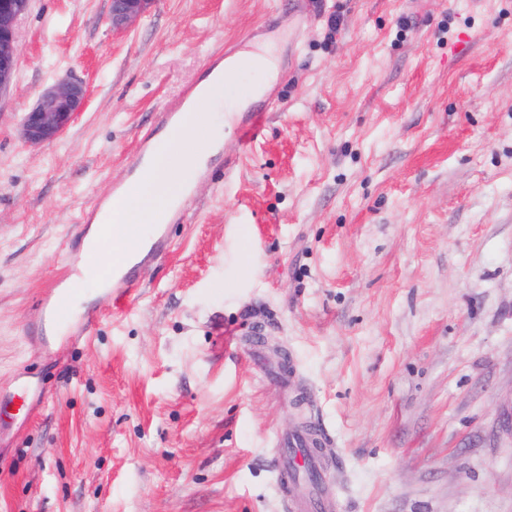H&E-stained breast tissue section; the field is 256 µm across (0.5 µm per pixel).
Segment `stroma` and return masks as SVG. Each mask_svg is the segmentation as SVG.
I'll return each mask as SVG.
<instances>
[{"label": "stroma", "mask_w": 512, "mask_h": 512, "mask_svg": "<svg viewBox=\"0 0 512 512\" xmlns=\"http://www.w3.org/2000/svg\"><path fill=\"white\" fill-rule=\"evenodd\" d=\"M110 4L33 0L0 96V389L47 393L0 426V512H284L304 425L342 512H512V0H155L120 36ZM253 33L258 138L225 128L91 336L26 335L138 132ZM62 77L87 104L29 145ZM86 97V86L76 80L61 79L48 85L23 115L22 138L33 146L56 140L81 112Z\"/></svg>", "instance_id": "stroma-1"}]
</instances>
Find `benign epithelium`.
Segmentation results:
<instances>
[{
	"label": "benign epithelium",
	"instance_id": "obj_1",
	"mask_svg": "<svg viewBox=\"0 0 512 512\" xmlns=\"http://www.w3.org/2000/svg\"><path fill=\"white\" fill-rule=\"evenodd\" d=\"M152 2L111 0L110 27L115 32L129 29L148 12ZM31 3L32 0H0V94L14 83L18 67L17 26ZM86 97V86L76 80L61 79L48 85L23 115L22 138L33 146L56 140L81 112Z\"/></svg>",
	"mask_w": 512,
	"mask_h": 512
}]
</instances>
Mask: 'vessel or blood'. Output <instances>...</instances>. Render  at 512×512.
<instances>
[{"instance_id": "vessel-or-blood-1", "label": "vessel or blood", "mask_w": 512, "mask_h": 512, "mask_svg": "<svg viewBox=\"0 0 512 512\" xmlns=\"http://www.w3.org/2000/svg\"><path fill=\"white\" fill-rule=\"evenodd\" d=\"M254 60L239 46L226 47L219 55L209 57L208 71L217 73L224 80V111L227 121L240 134L242 143H250L255 135L257 113L237 111L239 102L253 97L256 84L245 80L244 75L253 69ZM198 90L188 86L177 98L166 102L154 115L153 127L139 138L138 151L128 166L129 177H136L143 169L142 160L153 146L155 131L169 127L178 116L196 103ZM192 193H185L181 202L170 212L167 222L155 225L153 231L129 252L120 263L112 267V292L122 297L134 296L138 291L142 269L162 260L170 250L167 229L185 215ZM74 290L68 281H61L46 291L42 297L37 318L25 327L26 332H43L47 324L62 323ZM283 452L275 460V471L285 493V512H327L330 503L319 496L306 477L317 469L312 451L313 440L307 434H293L280 439Z\"/></svg>"}]
</instances>
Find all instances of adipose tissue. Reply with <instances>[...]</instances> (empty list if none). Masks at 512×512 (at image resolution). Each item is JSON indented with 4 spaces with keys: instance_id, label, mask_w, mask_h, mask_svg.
<instances>
[{
    "instance_id": "adipose-tissue-1",
    "label": "adipose tissue",
    "mask_w": 512,
    "mask_h": 512,
    "mask_svg": "<svg viewBox=\"0 0 512 512\" xmlns=\"http://www.w3.org/2000/svg\"><path fill=\"white\" fill-rule=\"evenodd\" d=\"M201 89V99L180 128L160 135L159 151L147 157L146 177L136 180L122 199L100 210L95 219L100 234L110 235L112 225L123 224L129 237H137L140 228L162 220L186 187L193 185L196 172L205 166L206 150L219 142L213 116L224 107L223 81L208 79Z\"/></svg>"
}]
</instances>
